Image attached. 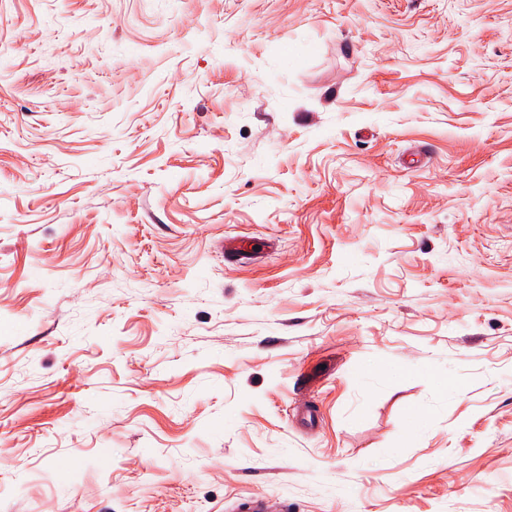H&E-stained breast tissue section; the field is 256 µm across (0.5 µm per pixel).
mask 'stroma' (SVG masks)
<instances>
[{
	"instance_id": "1",
	"label": "stroma",
	"mask_w": 512,
	"mask_h": 512,
	"mask_svg": "<svg viewBox=\"0 0 512 512\" xmlns=\"http://www.w3.org/2000/svg\"><path fill=\"white\" fill-rule=\"evenodd\" d=\"M512 512V0H0V512Z\"/></svg>"
}]
</instances>
